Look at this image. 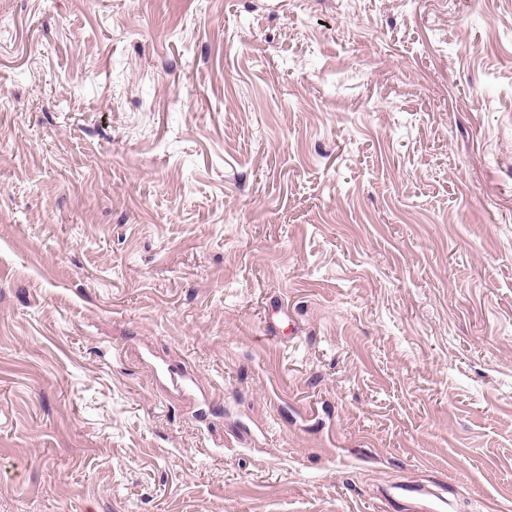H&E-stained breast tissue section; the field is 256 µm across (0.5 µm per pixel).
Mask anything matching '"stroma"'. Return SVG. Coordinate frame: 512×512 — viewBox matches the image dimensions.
Wrapping results in <instances>:
<instances>
[{"label": "stroma", "mask_w": 512, "mask_h": 512, "mask_svg": "<svg viewBox=\"0 0 512 512\" xmlns=\"http://www.w3.org/2000/svg\"><path fill=\"white\" fill-rule=\"evenodd\" d=\"M399 482L512 512V0H0V512Z\"/></svg>", "instance_id": "1"}]
</instances>
